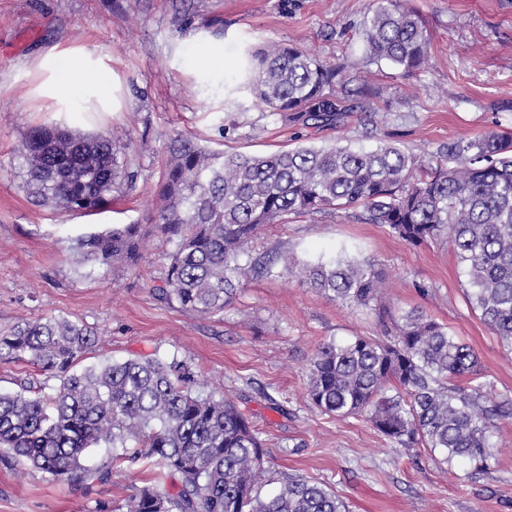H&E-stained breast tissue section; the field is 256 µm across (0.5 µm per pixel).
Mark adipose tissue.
Masks as SVG:
<instances>
[{
    "label": "adipose tissue",
    "mask_w": 512,
    "mask_h": 512,
    "mask_svg": "<svg viewBox=\"0 0 512 512\" xmlns=\"http://www.w3.org/2000/svg\"><path fill=\"white\" fill-rule=\"evenodd\" d=\"M31 101L63 116L77 117L112 112L115 84L111 67L85 47L56 46L39 54L31 64Z\"/></svg>",
    "instance_id": "adipose-tissue-1"
}]
</instances>
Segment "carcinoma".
Instances as JSON below:
<instances>
[{
	"instance_id": "cac0c4a2",
	"label": "carcinoma",
	"mask_w": 512,
	"mask_h": 512,
	"mask_svg": "<svg viewBox=\"0 0 512 512\" xmlns=\"http://www.w3.org/2000/svg\"><path fill=\"white\" fill-rule=\"evenodd\" d=\"M369 56L404 72L428 59L430 34L408 0H375L363 23ZM251 94L303 128L334 126L350 108L334 91L342 68L292 44L246 54ZM160 205L149 224H122L86 236L75 263L136 267L150 238L175 245L163 284L166 301L224 311L250 273L298 274L336 302L369 306L382 273L371 258L339 256L314 264L242 262L264 224L285 217L362 208L411 245L448 233L468 268L480 319L512 345V134L489 131L448 144L420 161L386 142L369 150L299 146L269 155L208 151L189 136L167 138ZM30 194L66 210L97 212L120 177L112 140L57 126L32 129L16 149ZM390 342L357 336L320 343L307 394L336 418L365 414L393 446L422 444L475 472L491 466L490 432L512 418V400L495 401L474 350L448 327L411 310ZM97 331L60 317L22 319L0 335V362L26 361L57 378L51 395L0 394L4 460L28 463L52 481L101 483L146 461L154 477L126 512H348L346 502L303 477L272 476L251 419L228 397L200 389L185 359L136 357L78 368ZM465 376L467 385L453 384ZM113 450L90 471L87 454ZM272 483L278 488L264 493Z\"/></svg>"
}]
</instances>
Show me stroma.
Instances as JSON below:
<instances>
[{"mask_svg": "<svg viewBox=\"0 0 512 512\" xmlns=\"http://www.w3.org/2000/svg\"><path fill=\"white\" fill-rule=\"evenodd\" d=\"M373 0H0V332L18 318L60 316L95 327L85 364L139 355L187 360L207 390L249 415L274 471L336 492L349 512H512V419L493 433L495 458L472 472L424 447L395 448L362 416L337 419L307 396L318 345L386 338L392 316L420 310L475 351L497 400L512 399V349L481 321L466 267L447 239L403 241L362 209L289 216L259 228L252 256L379 260L383 292L372 306L342 304L297 278L248 277L212 314L159 299L173 243L152 238L137 268L74 262L81 238L115 224L150 223L165 139L189 135L215 151L269 154L298 145L353 148L395 142L417 157L449 142L512 132V0H410L431 34L429 60L405 73L370 62L362 27ZM224 46L223 76L187 65L191 44ZM297 45L343 68L354 110L340 124L302 130L236 92L248 47ZM81 45L108 58L122 85L120 111L86 118L79 133L112 138L133 187L116 185L94 215L34 203L15 150L29 130L58 122L25 99L31 61L52 46ZM152 476L138 466L111 484L54 482L30 465L0 464V512H119Z\"/></svg>", "mask_w": 512, "mask_h": 512, "instance_id": "stroma-1", "label": "stroma"}]
</instances>
